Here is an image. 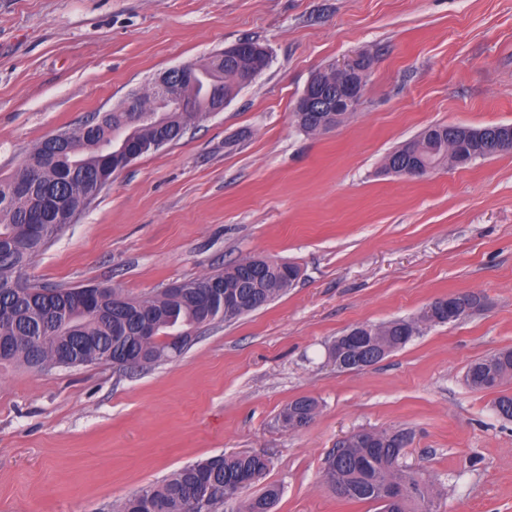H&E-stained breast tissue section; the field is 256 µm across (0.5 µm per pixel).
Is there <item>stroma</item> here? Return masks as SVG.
I'll return each instance as SVG.
<instances>
[{"label":"stroma","mask_w":512,"mask_h":512,"mask_svg":"<svg viewBox=\"0 0 512 512\" xmlns=\"http://www.w3.org/2000/svg\"><path fill=\"white\" fill-rule=\"evenodd\" d=\"M269 67L180 141L115 176L26 272L143 298L245 257L294 263L293 288L180 356L33 371L0 362V512H114L180 467L268 458L272 512H377L337 499L328 455L359 430L410 432L404 461L439 512H512V421L467 366L512 348V154L387 174L433 124H512V0H0V178L43 138L242 40ZM366 54L360 106L299 128L319 68ZM474 292L482 310L428 328L376 365L340 371L329 343L361 324ZM311 396L300 430L279 415ZM318 407V402L315 398L304 397L302 399L293 400L284 407L279 417L284 427L288 428V420L295 415H310L313 418Z\"/></svg>","instance_id":"stroma-1"}]
</instances>
